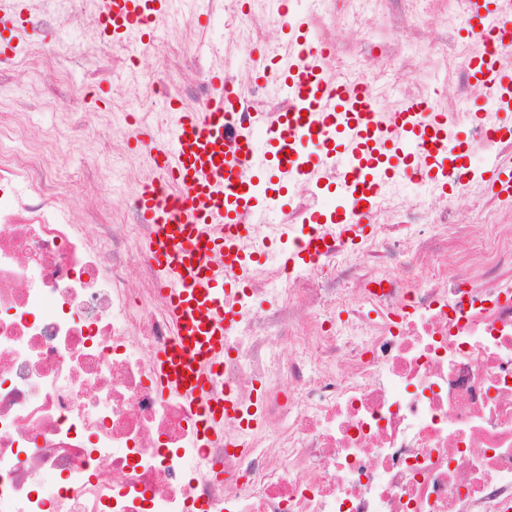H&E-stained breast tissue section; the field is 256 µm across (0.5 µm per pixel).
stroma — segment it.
<instances>
[{
  "mask_svg": "<svg viewBox=\"0 0 512 512\" xmlns=\"http://www.w3.org/2000/svg\"><path fill=\"white\" fill-rule=\"evenodd\" d=\"M455 9V0H420L419 17L411 20L404 15L400 0H371L362 23L354 26L346 18L344 0H323L314 15L309 12L307 0H295L294 5L295 12L307 17L312 37L328 35L340 52L351 58L370 59L375 42L384 53L409 58V66L397 71L383 92L381 105L387 112L422 95L432 96L435 107L447 112L457 99L469 94L466 75L429 54L433 44L453 48L459 42L460 29L453 22ZM156 37L171 47V72L176 86L193 79L197 64L212 71L234 72L243 82L252 78L251 72L241 66V52L225 28L222 0H192L180 23L168 18L160 21ZM55 42L70 74L65 78L42 77V88L54 98V105L43 106L33 94L28 74L13 70L0 77V106L24 109L35 135L54 127L55 157L61 163L63 177L69 180L68 192L77 195L86 206L108 201L113 223H122L128 197L139 194L143 183L156 175L151 151L134 146L125 123V109L138 104L133 90L136 80L121 76L126 93L117 95L112 85L99 81L91 69L78 33L57 34ZM72 88L85 92L88 120L108 131L106 145L73 136L63 124L62 108L56 100ZM93 160L116 161L125 166L126 174L118 186L82 182L86 164Z\"/></svg>",
  "mask_w": 512,
  "mask_h": 512,
  "instance_id": "35a3bbf8",
  "label": "stroma"
}]
</instances>
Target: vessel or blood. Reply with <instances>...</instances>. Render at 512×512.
Listing matches in <instances>:
<instances>
[{
    "instance_id": "b4317fda",
    "label": "vessel or blood",
    "mask_w": 512,
    "mask_h": 512,
    "mask_svg": "<svg viewBox=\"0 0 512 512\" xmlns=\"http://www.w3.org/2000/svg\"><path fill=\"white\" fill-rule=\"evenodd\" d=\"M471 31L512 34V0H469ZM168 14V0H111L102 19L114 45L145 40L147 19ZM281 26L288 32L286 49L276 58L251 50L253 76L276 68L287 109L241 115L240 93L212 77L213 94L193 112L180 113L167 141L157 146L154 162L169 197L153 187L139 197L142 223L153 225L149 243L154 262L164 271L161 288L175 329V342L158 359L164 386L187 397L197 408L206 442L221 441L224 422L236 417L232 398L211 390L224 359V338L237 319L226 295L240 288L236 274L246 272L248 258L239 243L249 236L259 205L282 208L283 191L297 179L334 182L346 199L356 193L372 197L391 181L379 162L391 159L393 171H419L437 178L449 164L465 169L468 155L449 151L448 122L428 103L406 101L390 119L372 112L359 87L336 82L326 71L328 46L308 35L305 18L285 10ZM467 76L496 102L493 131L512 136V67L499 54H475ZM264 134L269 154L256 148ZM374 219L373 206H354L338 230L342 236L364 231ZM324 244L312 229L303 248L282 257L293 265L313 259Z\"/></svg>"
}]
</instances>
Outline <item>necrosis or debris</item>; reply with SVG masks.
Segmentation results:
<instances>
[{
  "label": "necrosis or debris",
  "instance_id": "1",
  "mask_svg": "<svg viewBox=\"0 0 512 512\" xmlns=\"http://www.w3.org/2000/svg\"><path fill=\"white\" fill-rule=\"evenodd\" d=\"M31 25L102 39L90 0H31ZM448 113L473 155L512 161V141ZM386 189L377 224L286 267L305 212L244 242L262 255L213 380L254 422L200 440L189 400L164 392L175 339L160 273L128 220L77 210L49 138L0 113V512H512V223H454L470 170L443 190ZM54 478L44 489L45 478Z\"/></svg>",
  "mask_w": 512,
  "mask_h": 512
}]
</instances>
